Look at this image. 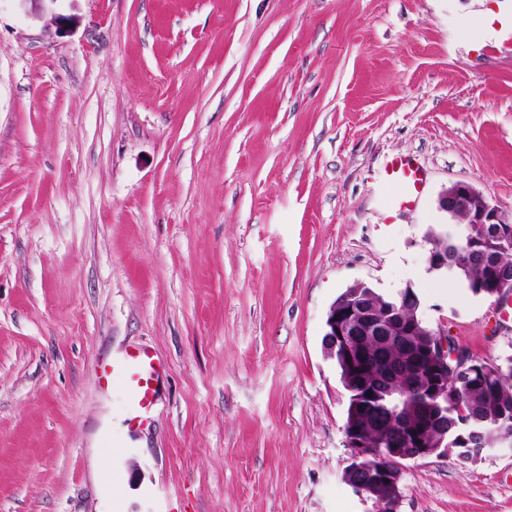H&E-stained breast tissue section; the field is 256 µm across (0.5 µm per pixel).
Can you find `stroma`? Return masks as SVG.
<instances>
[{
  "mask_svg": "<svg viewBox=\"0 0 512 512\" xmlns=\"http://www.w3.org/2000/svg\"><path fill=\"white\" fill-rule=\"evenodd\" d=\"M511 39L512 0H0V512H369L327 313L410 286L512 356L428 262L452 184L512 212ZM397 155L427 181L393 214ZM135 348L168 365L138 425ZM401 491L512 512V448Z\"/></svg>",
  "mask_w": 512,
  "mask_h": 512,
  "instance_id": "stroma-1",
  "label": "stroma"
}]
</instances>
